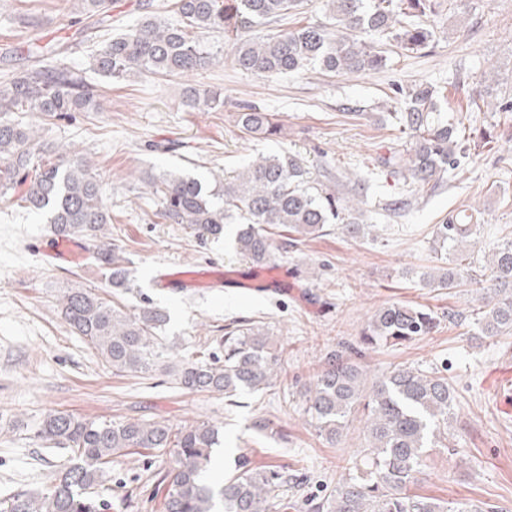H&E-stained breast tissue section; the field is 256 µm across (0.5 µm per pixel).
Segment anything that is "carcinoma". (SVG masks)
Masks as SVG:
<instances>
[{
  "instance_id": "cac0c4a2",
  "label": "carcinoma",
  "mask_w": 512,
  "mask_h": 512,
  "mask_svg": "<svg viewBox=\"0 0 512 512\" xmlns=\"http://www.w3.org/2000/svg\"><path fill=\"white\" fill-rule=\"evenodd\" d=\"M81 13L94 29L103 24L108 0H80ZM304 0H174L176 23L147 3L130 29L112 35L89 56V68L115 81L135 75L162 77L196 74L218 62L200 36L224 33L231 60L240 70L276 78L317 67L326 73L377 71L387 65L389 45L406 53L437 41L429 17L437 0H326L325 22H308L289 31L258 35L256 31L302 7ZM29 64L0 81V196L47 216L53 232L82 236L94 242V260L110 271L109 283L122 288L130 259L114 240L106 241L112 206L102 181L84 154L47 137L48 129L12 117L35 112L48 121L68 112L99 111L104 91L77 72L58 65L35 45ZM403 98L398 123L407 130L409 147L382 160V165L416 187H425L459 168L466 149L458 126L436 115L446 90L434 85L397 89ZM183 105L189 111L216 110L224 105L217 92L188 86ZM238 125L252 137L271 135L273 115L246 106ZM159 200V217L181 224L200 237L219 236L234 220L236 252L257 263L267 262L274 245L271 229L303 237L341 224L350 236L365 235L358 211L311 184L297 155L262 156L224 180V205L200 180L172 172L143 179ZM471 217L458 213L437 225L436 241L451 249L452 267L423 274L431 288L475 284L490 291L481 298L478 335L493 338L512 333V242L497 247L479 274L467 250ZM61 318L113 373L146 374L167 366L172 355L163 336L169 317L149 304L126 312L92 288H68L58 300ZM437 316L423 306L391 304L377 310L363 332L364 347L398 345L427 336ZM362 349L347 345L326 355L324 366L306 388L304 412L320 437L336 443L349 423H363V468L343 474L329 495L312 505L316 512H485L479 505L444 502L418 494L429 448L446 447L451 436L455 395L448 376L412 366H396L367 379ZM281 371V351L263 329L242 324L224 334V355L185 360L176 372L180 387L192 393H218L226 398L240 391L272 386ZM220 426L201 421L173 428L164 421L86 419L65 411L48 413L32 432L37 442L70 449L71 460L40 494L19 491L0 501V512H106L97 487L112 461L150 451L167 454L164 512H273L284 503L293 475L282 467L267 470L241 466L216 489L204 480Z\"/></svg>"
}]
</instances>
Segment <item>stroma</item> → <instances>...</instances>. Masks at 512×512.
<instances>
[{
	"mask_svg": "<svg viewBox=\"0 0 512 512\" xmlns=\"http://www.w3.org/2000/svg\"><path fill=\"white\" fill-rule=\"evenodd\" d=\"M77 3L0 0V77L19 72L28 44L65 42L69 48L58 64L102 86L100 111L53 119L50 136L92 157L112 196V237L129 254L135 285L121 294V304L132 311L149 303L168 312L173 362L218 350L225 325L234 320L264 326L275 344L284 345V362L274 387L230 401L184 391L171 374H113L74 336L56 303L59 292L75 283L104 290L107 272L91 258L67 268L50 265L42 252L51 234L46 218L0 197V497L46 489L68 464L69 449L31 439L43 416L59 410L177 426L217 423L223 434L209 470L214 484L235 474L242 460L282 467L296 476L286 494L290 512H304L305 499L328 494L359 461L365 440L355 422L340 443L328 444L305 414L300 391L328 351L356 343L378 309L399 303L431 307L440 324L410 343L367 351L363 363L370 375L397 364L444 371L456 396L454 436L449 447L430 449L422 493L512 512V415L498 409L512 396V384L496 380L503 358H512V335L475 339L478 292L431 288L422 280L442 264L435 229L449 215L472 214L477 265L512 240V112L498 108L512 98V0H439L432 21L445 39L409 55L389 49L385 68L358 74L316 68L271 82L236 69L223 34H208L203 42L220 61L191 81L223 93L218 112L186 111L181 99L190 81L183 77L115 82L90 70L88 56L102 40L79 41L84 24ZM422 83L447 87L446 116L457 113L466 95L482 96L483 110L468 113L464 125L467 134H484L491 142L438 184L401 191L384 175L381 160L408 143L394 117L401 109L396 88ZM245 105L274 114L278 135L243 134L237 113ZM288 150L305 160L314 184L358 203L371 234L354 238L332 224L323 235L295 243L276 237L274 262L303 283L285 295L154 288L155 276L171 265L232 270L243 259L234 249L233 225L203 240L159 219L156 201L142 192L143 177L176 171L210 183ZM400 191L408 204L398 209L392 200ZM260 419L273 437L253 430ZM168 466L165 454L117 458L103 492L111 512H162L159 477Z\"/></svg>",
	"mask_w": 512,
	"mask_h": 512,
	"instance_id": "stroma-1",
	"label": "stroma"
}]
</instances>
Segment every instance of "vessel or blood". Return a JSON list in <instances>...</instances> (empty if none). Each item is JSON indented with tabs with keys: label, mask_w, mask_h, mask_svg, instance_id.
<instances>
[{
	"label": "vessel or blood",
	"mask_w": 512,
	"mask_h": 512,
	"mask_svg": "<svg viewBox=\"0 0 512 512\" xmlns=\"http://www.w3.org/2000/svg\"><path fill=\"white\" fill-rule=\"evenodd\" d=\"M44 253L53 261L64 265H75L86 260L88 249L78 237H53L44 247ZM155 285L160 289L188 292L198 288H241L263 293H287L294 281L286 267L272 270L250 263L244 269L231 272L220 268L201 271H183L167 268L161 272Z\"/></svg>",
	"instance_id": "obj_1"
}]
</instances>
